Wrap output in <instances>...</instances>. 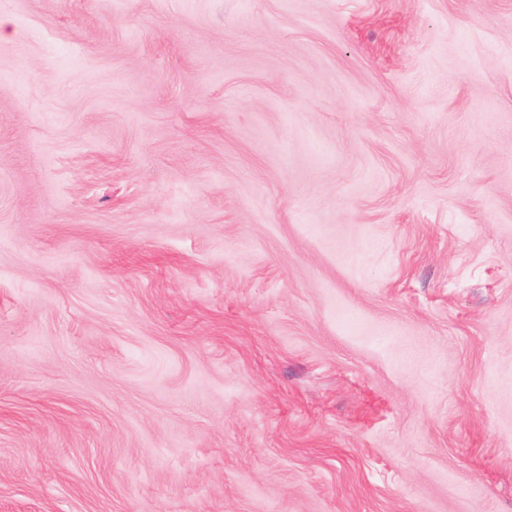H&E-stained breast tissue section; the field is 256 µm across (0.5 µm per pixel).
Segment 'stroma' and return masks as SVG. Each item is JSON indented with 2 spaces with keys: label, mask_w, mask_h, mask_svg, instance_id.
Instances as JSON below:
<instances>
[{
  "label": "stroma",
  "mask_w": 512,
  "mask_h": 512,
  "mask_svg": "<svg viewBox=\"0 0 512 512\" xmlns=\"http://www.w3.org/2000/svg\"><path fill=\"white\" fill-rule=\"evenodd\" d=\"M0 16V512H512V0Z\"/></svg>",
  "instance_id": "obj_1"
}]
</instances>
